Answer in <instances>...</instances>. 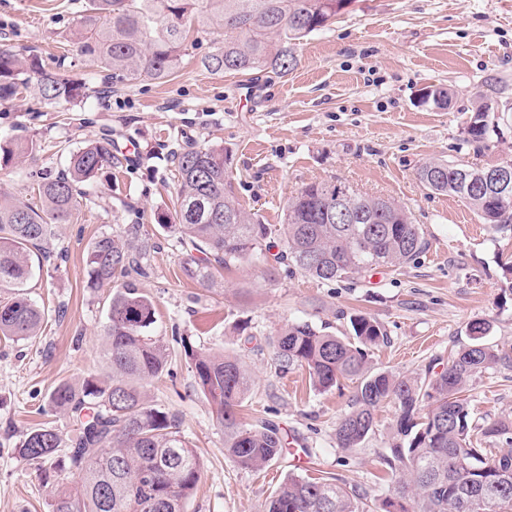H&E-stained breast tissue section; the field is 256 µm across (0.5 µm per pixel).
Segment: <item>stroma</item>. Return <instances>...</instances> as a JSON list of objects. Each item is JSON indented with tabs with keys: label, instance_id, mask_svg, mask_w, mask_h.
Segmentation results:
<instances>
[{
	"label": "stroma",
	"instance_id": "stroma-1",
	"mask_svg": "<svg viewBox=\"0 0 512 512\" xmlns=\"http://www.w3.org/2000/svg\"><path fill=\"white\" fill-rule=\"evenodd\" d=\"M83 0H0V49L64 57L62 74L105 75L82 56L72 34ZM178 72L114 85L103 99L59 112L37 89L0 102V139L26 135L44 144L29 169L61 170L70 149L112 131L137 147L130 166L104 171L73 223L60 225L53 254L27 284L45 309L35 339H0V512H50L48 490L19 453L31 430L49 426L62 441L76 434L71 415L48 408L62 382L110 373L101 334L115 288L131 283L156 309L155 334L170 353V373L148 387L153 404L176 415L182 436L204 468L185 512H264L288 475L335 477L346 489L372 491L380 512L391 488L380 450L392 406H382L361 447L336 445V424L348 411L356 381L317 393L305 369L276 372L268 339L296 320L346 329L340 312H362L385 328L373 368L425 375L441 370L467 326L489 323L488 340L512 348V234L493 232L461 200L426 190L418 166L427 159L484 166L512 160V112L501 115L489 146L474 153L464 128L478 94L512 98V0H354L350 9L295 48L288 74L253 81L214 74L203 57L224 38L202 32ZM446 87L451 103L420 105V89ZM219 143L241 204L270 225L278 244L288 198L303 184L339 179L369 195L393 198L420 224L428 249L416 263L379 268L354 282H320L288 264L243 263L208 289L181 270L175 234L154 220L178 190L170 150L183 136ZM140 225L149 248L142 274L112 285H87V250L103 235ZM212 349L239 357L253 377L243 417L269 419L291 440L292 452L252 472L224 454V433L194 376L191 354ZM478 418L512 415V370H487L473 386Z\"/></svg>",
	"mask_w": 512,
	"mask_h": 512
}]
</instances>
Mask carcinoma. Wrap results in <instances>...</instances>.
I'll return each instance as SVG.
<instances>
[{"mask_svg": "<svg viewBox=\"0 0 512 512\" xmlns=\"http://www.w3.org/2000/svg\"><path fill=\"white\" fill-rule=\"evenodd\" d=\"M342 0H85L74 32L81 55L111 72L114 83L143 77L162 80L179 68L193 32L224 34V45L204 58L213 73L286 74L295 65L294 46L328 25ZM36 83L44 102L69 112L105 93L92 78L53 73L36 55L0 50V100L16 97ZM487 99H479L466 128V142L488 147L492 121ZM42 145L32 137L0 143V161L23 163ZM130 161L112 131L69 152L67 170L57 175L30 171L40 204L20 200L0 187V288L12 297L0 302V335L18 340L38 335L45 319L27 292L33 257L47 258L56 225L80 213L90 185L105 169ZM179 189L173 207L155 222L178 234L186 252L184 276L208 288L224 269L245 260H268L272 233L235 196L227 175L228 156L220 144L189 138L173 157ZM428 190L455 196L497 232L512 231V200L504 203L487 188H474L452 163L429 159L417 170ZM364 212L367 223L338 216ZM282 248L270 260L288 263L319 281H348L373 266L415 263L428 242L411 212L385 198L375 202L339 180L310 182L290 197L282 225ZM147 245L140 225L122 235H103L87 253L88 287L112 284L117 276L142 269ZM152 299L126 285L112 294L103 329V353L112 371L106 380L90 376L79 386L58 384L48 407L81 416L79 432L53 471H42L50 512H184L201 479L203 462L180 435L175 416L152 404L146 387L169 373V352L153 336ZM349 334L339 336L308 321L281 326L272 338L276 369L308 371L314 391L326 393L340 380H357L350 409L336 427V444L358 448L373 433L375 411L394 408L388 447L381 457L394 478L385 512H512V418L478 424L466 393L489 368L512 369V353L486 342L490 324L468 326V342L450 351L448 364L424 377L379 371L368 351L388 340L376 320L349 316ZM197 384L224 431V451L242 469L260 471L287 453L280 428L264 421L246 425L238 407L248 395L251 375L237 357L202 351L193 355ZM62 447L50 427L30 431L21 454L41 465ZM370 491L348 492L335 480L291 475L269 498L265 512H368Z\"/></svg>", "mask_w": 512, "mask_h": 512, "instance_id": "1", "label": "carcinoma"}]
</instances>
